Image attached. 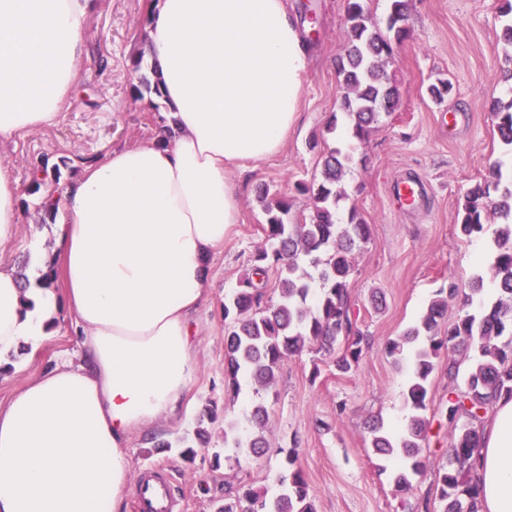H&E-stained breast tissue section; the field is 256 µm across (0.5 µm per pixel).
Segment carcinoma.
Returning <instances> with one entry per match:
<instances>
[{"label": "carcinoma", "mask_w": 512, "mask_h": 512, "mask_svg": "<svg viewBox=\"0 0 512 512\" xmlns=\"http://www.w3.org/2000/svg\"><path fill=\"white\" fill-rule=\"evenodd\" d=\"M408 9L409 0H391L383 31L372 22L365 0H346L347 50L337 63L343 88L340 109L359 140L381 114L395 111L397 93L390 85L384 60L393 52L392 41L406 34V29L397 24L406 21ZM500 9L506 17L502 39L512 47V0H502ZM492 110L498 118L501 139L512 146V101L504 104L496 100ZM349 160L351 155L333 149L324 158L321 180L297 184V191L310 200L308 217L298 224L288 223L292 208L288 197L272 195L267 188L260 191L264 239L239 287L224 300V319L230 320L224 381L232 390L238 389L242 377L260 386L269 385L280 364L302 352L308 343L328 353L335 350V345L344 344L343 353L334 360L336 370L343 373L359 362L363 348L370 345L371 338L351 319L349 293L354 272L352 252L357 244L369 240L370 227L354 208L348 223H340L338 217V203L346 198L340 182ZM458 217V229L465 238L482 233L485 224L498 220L491 285L478 274L463 290H439L419 324L386 343L385 351L390 356L408 345L415 346L406 395L414 414L396 444L379 420L369 425V433L377 453L397 457L396 485L409 488L411 477L427 469L428 460L421 456L420 448L428 438L430 425L423 411L427 409L426 382L434 368L433 360L450 354L461 343L473 345L477 360L464 388L455 385L457 362L448 360V421L464 418L466 422L453 435L446 463L435 478L439 497L445 502L443 512H480L472 462L479 435L470 423L482 420L499 398L512 399V172L505 173L501 164H495L488 179L467 191ZM271 273L276 276L277 300L267 291ZM450 297L460 299L465 307H476L477 312H465L448 327L447 335L440 336V320ZM502 336L511 340L502 344ZM266 420L267 411L255 408L251 423L257 432L224 439V452L213 451L214 461L228 460L232 453L256 457L268 454L271 443L263 435ZM208 444L207 431L199 427L194 437L182 439L180 456L193 462L200 452L208 450ZM298 460L297 449L289 450L288 474L279 477L280 491L272 497L244 484L237 496L224 502L217 512H315Z\"/></svg>", "instance_id": "carcinoma-1"}]
</instances>
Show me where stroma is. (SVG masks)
Here are the masks:
<instances>
[{
    "mask_svg": "<svg viewBox=\"0 0 512 512\" xmlns=\"http://www.w3.org/2000/svg\"><path fill=\"white\" fill-rule=\"evenodd\" d=\"M149 2L95 0L82 28L86 53L78 86L61 117L0 145V164L8 166L23 190V222L13 241L0 249V262H31L29 245L35 237L43 254L54 251L53 218L27 191L38 157L92 161L155 138L159 102L155 95L139 99L132 92L136 63L146 55ZM344 5V0H288L298 21L310 16L318 21L311 35L300 125L278 154L229 174L240 222L212 257L210 300L194 319L198 372L178 416L130 435L132 479L124 512H134L144 466L156 465L170 474L182 512H212L239 484L275 488L285 469L284 452L294 445L316 512H420L424 502L429 512H442L435 470L445 462L454 433L445 416L447 358L437 360L426 384L425 415L431 429L423 453L430 468L413 477L409 489L396 487V460L373 452L365 424L377 417L385 429L395 431L411 414L405 393L413 353L407 349L389 356L384 344L418 324L439 289L467 287L492 262L495 225L466 239L456 224L465 192L484 181L494 163L512 166V148L500 141L491 108L493 101L512 100V81L504 78L512 66L506 60L512 48L500 39L504 19L499 0H412L407 34L385 63L399 90V104L395 112L380 117L364 141L344 139L326 131L332 120L338 127L346 125L336 116L343 93L336 60L346 41ZM439 78L452 84L440 103L426 94L428 84ZM332 148L352 156L339 214L344 217L356 209L372 229L369 240L352 255L350 316L373 343L363 349L352 373L338 374L331 355L308 349L285 360L270 387H257L245 378L239 393H227L224 299L238 287L262 239L258 190L267 185L292 198L293 216L302 217L309 201L296 186L320 178L323 159ZM408 175L427 186L420 206L412 211L400 209L392 195L393 183ZM80 358L76 330L67 317H60L48 336L34 344L21 342L14 353L0 357V408L28 381ZM209 401L227 412L225 419L207 427L211 447H223L225 423L248 427L254 406L261 404L269 412L267 437L274 453L218 464L200 456L188 464L173 447L154 451L151 437L174 445L194 433L199 410Z\"/></svg>",
    "mask_w": 512,
    "mask_h": 512,
    "instance_id": "stroma-1",
    "label": "stroma"
}]
</instances>
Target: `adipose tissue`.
Returning <instances> with one entry per match:
<instances>
[{
	"label": "adipose tissue",
	"instance_id": "1",
	"mask_svg": "<svg viewBox=\"0 0 512 512\" xmlns=\"http://www.w3.org/2000/svg\"><path fill=\"white\" fill-rule=\"evenodd\" d=\"M93 0H0V143L58 119L79 78ZM148 64L176 135L83 163L51 197L54 266L79 363L0 409V512H121L129 435L176 415L196 373L191 322L209 260L239 221L228 171L278 153L299 120L310 56L286 0H153ZM20 187L0 166V246ZM54 290L0 263V354L46 335ZM482 512H512V399L473 456Z\"/></svg>",
	"mask_w": 512,
	"mask_h": 512
}]
</instances>
